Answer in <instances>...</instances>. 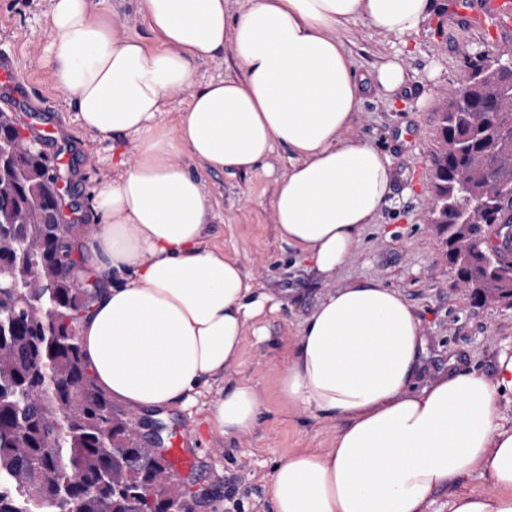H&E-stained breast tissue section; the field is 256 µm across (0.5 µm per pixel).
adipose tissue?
<instances>
[{
    "mask_svg": "<svg viewBox=\"0 0 512 512\" xmlns=\"http://www.w3.org/2000/svg\"><path fill=\"white\" fill-rule=\"evenodd\" d=\"M138 0L157 48L122 38L90 0H51L58 87L89 133L130 137L132 158L94 195L102 223L83 256L109 280L80 326L96 384L136 410L184 407L223 382L247 329L279 307L236 256L210 241L212 203L180 163L248 173L275 146L288 165L273 198L280 238L322 278L350 257L391 192L394 171L349 130L361 86L337 29L417 33L432 0ZM231 48L241 74L193 94L174 125L162 115L191 89L192 60ZM423 351L408 302L377 281L327 294L288 348L280 398L340 418L330 448L288 454L265 476L273 512H426L435 494L473 473L490 495L459 494L449 512H512V420L496 412L512 392V353L494 380L459 369L423 389ZM264 403L241 381L213 401L220 435L244 434Z\"/></svg>",
    "mask_w": 512,
    "mask_h": 512,
    "instance_id": "adipose-tissue-1",
    "label": "adipose tissue"
}]
</instances>
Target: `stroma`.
Instances as JSON below:
<instances>
[{
  "mask_svg": "<svg viewBox=\"0 0 512 512\" xmlns=\"http://www.w3.org/2000/svg\"><path fill=\"white\" fill-rule=\"evenodd\" d=\"M458 0H434V10L417 34L408 38L403 60L404 86L387 93L367 89L351 133L386 153L395 169L392 191L376 223L368 225L345 265L329 278L316 276L307 261L280 238L272 207L275 179L288 163V153L276 147L270 170L251 173L209 171L195 166L212 196V241L236 255L254 282L280 302L262 320L268 337L258 341L246 334L242 362L229 381H249L265 407L258 426L249 433L225 437L207 423L212 394L203 393L184 409L134 412L141 423L161 421L167 442L185 437L181 476L194 495L195 512H272L263 476L274 462L300 450L328 448L341 420L319 417L284 403L277 394L279 370L287 347L301 322L328 293L374 280L398 292L412 307L424 340L422 365L415 378L422 387L447 372L449 363L494 378L500 354L512 352V306L478 303L461 288L444 253L443 236L428 220L433 202L430 159L438 145L439 108L456 97L459 74L467 56L487 46L488 39L456 13ZM121 28L157 46L156 34L137 10V0H92ZM49 0H0V48L15 57L23 100L2 101L22 131H30L27 104L52 106L50 120L63 131L65 147L58 165L65 202L76 203L79 221L70 237L87 251L93 239L86 226L99 225L94 190L111 182L131 155L128 138L102 139L87 132L66 94L57 88L46 64L49 56ZM357 72L371 71L392 45L358 20L337 33Z\"/></svg>",
  "mask_w": 512,
  "mask_h": 512,
  "instance_id": "1",
  "label": "stroma"
}]
</instances>
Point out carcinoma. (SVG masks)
<instances>
[{"instance_id": "carcinoma-1", "label": "carcinoma", "mask_w": 512, "mask_h": 512, "mask_svg": "<svg viewBox=\"0 0 512 512\" xmlns=\"http://www.w3.org/2000/svg\"><path fill=\"white\" fill-rule=\"evenodd\" d=\"M512 45L468 57L469 95L441 113L430 221L457 282L480 303L512 300V264L486 238L512 224ZM0 112V512H192L165 458L142 446L84 361L80 322L96 282L77 273L71 225L52 223L61 174L27 152Z\"/></svg>"}]
</instances>
